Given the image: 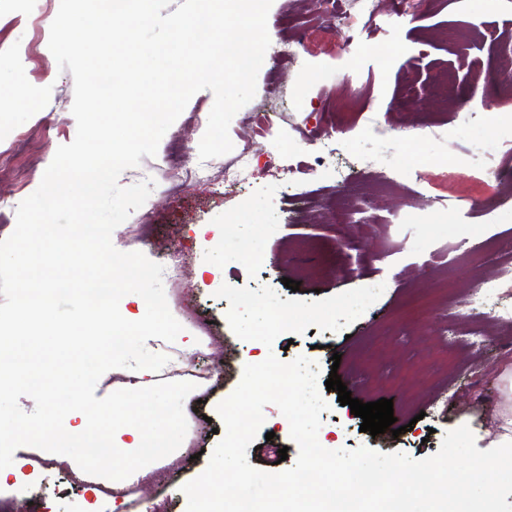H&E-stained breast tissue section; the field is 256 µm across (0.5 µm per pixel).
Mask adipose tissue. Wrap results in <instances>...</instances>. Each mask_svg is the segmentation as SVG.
<instances>
[{
	"label": "adipose tissue",
	"mask_w": 512,
	"mask_h": 512,
	"mask_svg": "<svg viewBox=\"0 0 512 512\" xmlns=\"http://www.w3.org/2000/svg\"><path fill=\"white\" fill-rule=\"evenodd\" d=\"M118 312L106 329L109 357L96 360L93 369L106 382L105 397L133 396L154 376L157 367L150 361H133V354L155 344L162 334V318L157 302L146 300L136 278L116 277L105 298ZM122 370L125 382L111 383L115 370ZM504 423L492 450L467 469H452L448 477L459 486L458 512H496L495 505L505 486H512V415L504 414ZM409 493L403 494L401 512H447L443 496L429 483L425 471L413 472Z\"/></svg>",
	"instance_id": "adipose-tissue-1"
}]
</instances>
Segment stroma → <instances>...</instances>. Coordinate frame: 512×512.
Here are the masks:
<instances>
[{"mask_svg": "<svg viewBox=\"0 0 512 512\" xmlns=\"http://www.w3.org/2000/svg\"><path fill=\"white\" fill-rule=\"evenodd\" d=\"M60 0H0V72H20L35 90L33 101L13 97L0 82V240L15 227V211L40 184L57 148L71 143L77 123L71 112L74 80L59 70L48 48L50 25ZM321 0H276L268 15L275 42L310 23ZM371 35L355 34L344 47L310 43L293 59L269 54L257 76L256 95L229 126L234 151L249 148L253 172L243 183L224 186L227 156L199 159V142L214 102L206 91L190 101L161 139L155 156L124 170L120 186L151 179L155 187L143 206L112 233L116 247H134L132 263L151 276L141 286L148 299L175 321L161 350H140L159 366L162 381H181L188 369L212 368V380L184 402L188 431L181 448L153 464L152 473L112 495L70 482L71 468L55 463L36 481L25 479L40 449L14 453L22 479L0 484V500L12 512H27L39 494L52 512H186L181 491L207 467L223 423L216 411L240 382L250 342L237 338L226 320L229 302L217 297L225 284L272 288L281 299L315 301L365 286L384 285L381 296L342 330L309 326L281 334L273 344L283 362L306 356L321 379L337 371L352 397L362 402L392 400L399 436L361 431V420L340 405L335 391H323L328 409L321 429L337 448L367 447L415 459L436 453L445 434L467 426L492 440L501 414L511 405L503 374L512 370V323L493 311L465 307L460 291L494 278L497 264L479 262L499 239L512 240V193L501 189L483 153L492 147L490 125L512 121V96L489 88L491 60L512 52V0H433L412 21L391 22L389 0ZM352 83H345L344 72ZM470 113L457 126V113ZM270 115L274 132L287 142L274 152L250 118ZM336 142L335 162L288 177V165H302L326 138ZM362 178L336 186L337 166ZM399 165L404 180L386 184L382 172ZM206 169L209 180L192 178ZM371 195L368 223L355 222L361 192ZM262 251L243 257L246 245ZM184 255L181 273L167 274V249ZM299 281L298 291L284 279ZM465 327L490 326L486 345L459 342L448 349V314ZM202 336L204 345L185 349L180 334ZM340 363H333V354ZM260 433L247 449L248 463L277 473L298 456L289 428L269 426L277 406L266 405ZM273 439H266V432ZM287 447L288 457L271 463L262 444Z\"/></svg>", "mask_w": 512, "mask_h": 512, "instance_id": "obj_1", "label": "stroma"}]
</instances>
